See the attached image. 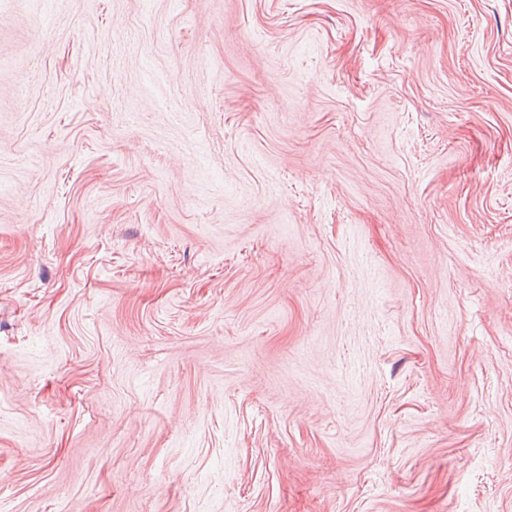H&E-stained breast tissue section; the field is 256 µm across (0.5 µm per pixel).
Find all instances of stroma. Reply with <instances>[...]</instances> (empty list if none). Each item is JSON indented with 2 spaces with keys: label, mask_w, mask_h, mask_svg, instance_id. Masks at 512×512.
I'll return each instance as SVG.
<instances>
[{
  "label": "stroma",
  "mask_w": 512,
  "mask_h": 512,
  "mask_svg": "<svg viewBox=\"0 0 512 512\" xmlns=\"http://www.w3.org/2000/svg\"><path fill=\"white\" fill-rule=\"evenodd\" d=\"M0 512H512V0H0Z\"/></svg>",
  "instance_id": "1"
}]
</instances>
